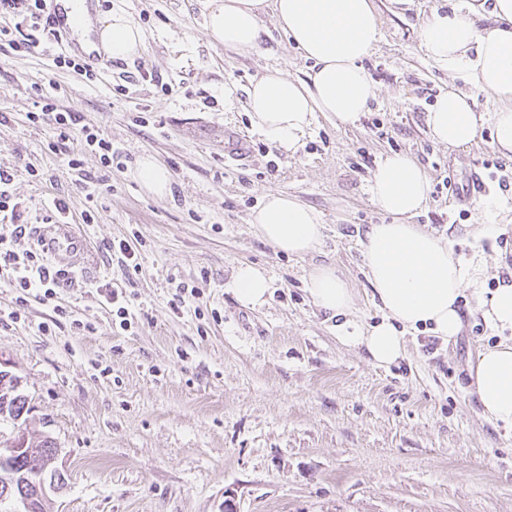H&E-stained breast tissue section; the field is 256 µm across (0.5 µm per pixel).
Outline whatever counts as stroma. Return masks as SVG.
Masks as SVG:
<instances>
[{"mask_svg":"<svg viewBox=\"0 0 512 512\" xmlns=\"http://www.w3.org/2000/svg\"><path fill=\"white\" fill-rule=\"evenodd\" d=\"M206 4L96 0L101 13L130 14L145 44L92 82L54 66L59 47L42 31L35 48L0 53V166L14 174L9 191L26 227L17 247L33 248L30 231L55 195L95 254L57 291L73 318L92 325L84 336L66 321L44 332L51 304L24 301L0 273V369L19 379L31 407L22 424L0 420V443L21 433L30 448L54 442L66 484L45 512H512V428L487 422L470 391L471 364L499 341L479 293L465 291L454 340L407 331L405 359L378 367L337 341L335 320L307 291L312 269L333 266L355 293L354 320L380 322L359 242L370 225L394 221L369 185L396 152L429 180L412 223L481 262L483 292L512 280V158L495 149L488 120L462 149L426 127L451 79L420 52L419 29L448 0H373L381 39L363 66L375 100L353 125L317 114L292 155L253 127L246 91L276 71L308 80L311 61L269 14L258 52L224 50L204 32ZM49 94L116 153L108 168L83 156L86 174L102 182L94 200L48 150L54 125L27 119ZM147 158L166 170V195L140 182ZM270 192L320 214L316 250L288 255L256 235L249 218ZM88 209L91 224L81 217ZM485 225L490 233L480 234ZM121 238L138 249L135 274L109 249ZM244 263L271 279L262 307L237 300ZM103 283L125 295L128 330L94 295ZM181 283L200 295L176 315Z\"/></svg>","mask_w":512,"mask_h":512,"instance_id":"stroma-1","label":"stroma"}]
</instances>
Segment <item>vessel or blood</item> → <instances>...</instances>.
<instances>
[{
	"mask_svg": "<svg viewBox=\"0 0 512 512\" xmlns=\"http://www.w3.org/2000/svg\"><path fill=\"white\" fill-rule=\"evenodd\" d=\"M48 23L64 50L81 55V48L71 37L72 27L62 8V0H50ZM35 243L54 266L61 270L74 272L84 269L90 259L86 236L76 232L73 224L64 217L41 225L36 232Z\"/></svg>",
	"mask_w": 512,
	"mask_h": 512,
	"instance_id": "obj_1",
	"label": "vessel or blood"
}]
</instances>
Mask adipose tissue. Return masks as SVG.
Wrapping results in <instances>:
<instances>
[{
    "mask_svg": "<svg viewBox=\"0 0 512 512\" xmlns=\"http://www.w3.org/2000/svg\"><path fill=\"white\" fill-rule=\"evenodd\" d=\"M70 11L78 16L81 45L97 53L122 59L143 44L142 29L123 10L98 17L85 0H75ZM269 11L314 70L305 82L260 77L250 86L246 107L254 127L293 153L315 113L351 125L375 98L362 62L379 40L380 16L372 0H210L205 32L225 50L248 57L259 47L260 17ZM419 49L452 79L488 93L496 105L494 146L512 155V0H468L463 14L431 12L420 29ZM480 120L473 101L453 88L426 117L431 137L453 148L474 143ZM428 192L424 170L405 154L386 156L373 176V201L397 218L393 224L370 225L362 241L367 276L384 311L379 323L364 327L351 320L354 296L334 267H318L308 279L314 305L340 321L338 340L365 350L377 366L404 356V329L421 327L445 341L458 336L461 298L466 289L481 285V268L463 263L443 238L410 223ZM250 222L262 239L293 255L313 251L323 235L319 215L280 192L266 194ZM269 289L264 270L238 267L234 291L242 305L263 306ZM473 392L482 417L512 426V343L478 354Z\"/></svg>",
    "mask_w": 512,
    "mask_h": 512,
    "instance_id": "adipose-tissue-1",
    "label": "adipose tissue"
}]
</instances>
